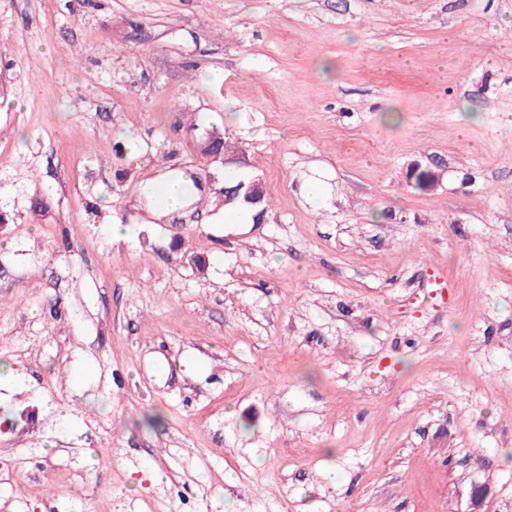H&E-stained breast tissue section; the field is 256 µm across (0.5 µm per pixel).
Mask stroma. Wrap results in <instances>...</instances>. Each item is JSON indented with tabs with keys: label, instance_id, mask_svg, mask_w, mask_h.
<instances>
[{
	"label": "stroma",
	"instance_id": "stroma-1",
	"mask_svg": "<svg viewBox=\"0 0 512 512\" xmlns=\"http://www.w3.org/2000/svg\"><path fill=\"white\" fill-rule=\"evenodd\" d=\"M0 72V512H512V0H0ZM193 176V170L187 169L152 185L150 192L161 212L171 213L186 205L193 188ZM234 175H235V172H233L231 170H226L224 168L223 171L219 172L216 176L219 180L223 181V183H224L225 181H227ZM246 180H248V179H242V180H237V181L232 180V181L225 182L224 191H223L224 196H225V198H229L230 195L233 194L232 195L233 200L225 203L224 206L226 209V208L234 207L236 205H248L256 211L255 220L257 222V213L260 210H263L264 213H266L267 207H268V200H267L266 194L264 192H262L261 193V201H260L259 193L262 190H264V186H263L262 182L257 178H254L253 180H251L249 187H248V191H247V194L249 195L250 199L255 204H251L244 200V198H243L244 189H241L239 193H236L235 190L239 187V185L241 183H245V184L249 183V181L246 182Z\"/></svg>",
	"mask_w": 512,
	"mask_h": 512
}]
</instances>
